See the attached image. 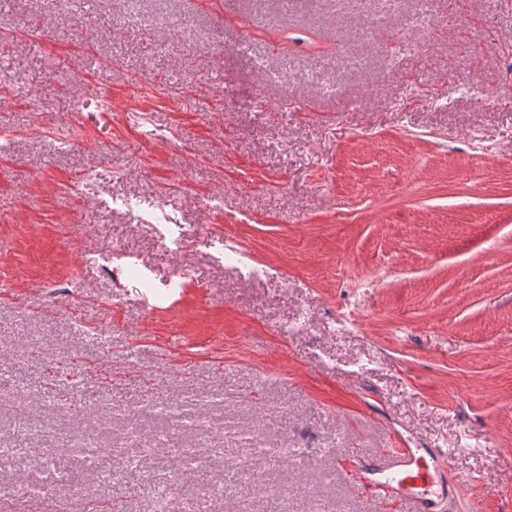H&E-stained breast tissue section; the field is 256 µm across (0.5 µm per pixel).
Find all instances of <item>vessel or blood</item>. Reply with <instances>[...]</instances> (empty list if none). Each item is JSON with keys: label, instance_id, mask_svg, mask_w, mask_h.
<instances>
[{"label": "vessel or blood", "instance_id": "obj_1", "mask_svg": "<svg viewBox=\"0 0 512 512\" xmlns=\"http://www.w3.org/2000/svg\"><path fill=\"white\" fill-rule=\"evenodd\" d=\"M444 455L433 448H409L402 442L358 460L353 480L372 501H398L407 512H438L445 492Z\"/></svg>", "mask_w": 512, "mask_h": 512}]
</instances>
